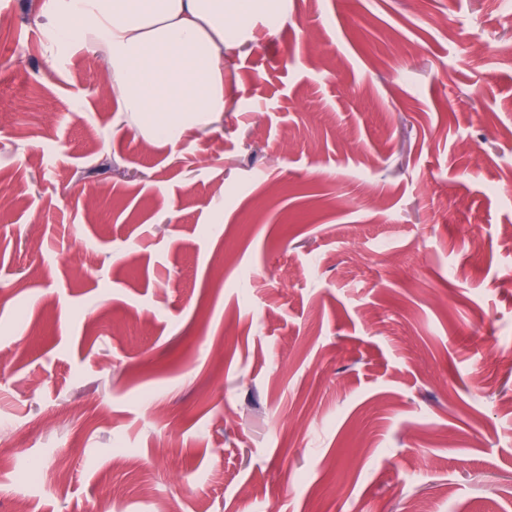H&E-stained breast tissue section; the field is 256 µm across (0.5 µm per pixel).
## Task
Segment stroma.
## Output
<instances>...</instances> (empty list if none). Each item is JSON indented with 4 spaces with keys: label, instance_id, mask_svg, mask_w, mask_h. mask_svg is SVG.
Instances as JSON below:
<instances>
[{
    "label": "stroma",
    "instance_id": "obj_1",
    "mask_svg": "<svg viewBox=\"0 0 512 512\" xmlns=\"http://www.w3.org/2000/svg\"><path fill=\"white\" fill-rule=\"evenodd\" d=\"M44 3L0 5V512H512V0H288L173 148Z\"/></svg>",
    "mask_w": 512,
    "mask_h": 512
}]
</instances>
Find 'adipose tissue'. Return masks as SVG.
Masks as SVG:
<instances>
[{"label":"adipose tissue","mask_w":512,"mask_h":512,"mask_svg":"<svg viewBox=\"0 0 512 512\" xmlns=\"http://www.w3.org/2000/svg\"><path fill=\"white\" fill-rule=\"evenodd\" d=\"M287 0H68L51 19L104 61L112 94L150 144L177 146L224 114V50Z\"/></svg>","instance_id":"1"}]
</instances>
